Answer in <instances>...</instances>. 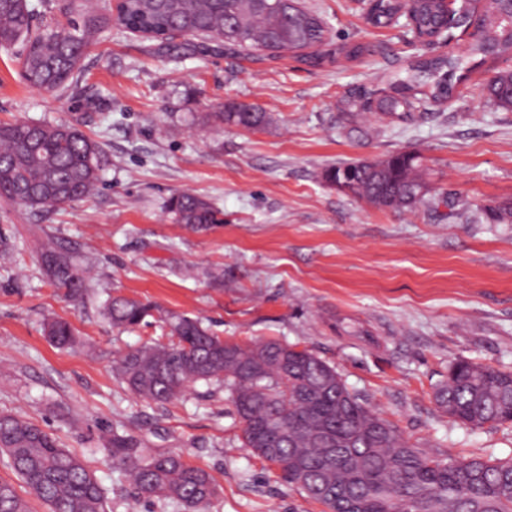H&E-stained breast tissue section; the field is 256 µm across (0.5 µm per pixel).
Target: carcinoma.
<instances>
[{
    "label": "carcinoma",
    "mask_w": 512,
    "mask_h": 512,
    "mask_svg": "<svg viewBox=\"0 0 512 512\" xmlns=\"http://www.w3.org/2000/svg\"><path fill=\"white\" fill-rule=\"evenodd\" d=\"M55 8L66 22L37 23L30 0H0V47L19 48L24 78L47 91L69 88L85 49L112 25L147 39L190 35L229 49L301 52L310 65L323 63L307 50L325 41L324 22L283 0L276 8L270 0H118L115 9L102 12L84 0H60ZM403 9L419 36L469 28L468 2L449 16L438 0H372L369 20L385 26ZM469 37L470 59L512 53V21L503 16L501 0H483ZM463 64L462 57L418 59L389 76L391 92L354 88L338 108L348 119L376 112L406 120L446 101L454 88L448 75ZM480 93L512 110V70L497 72ZM208 116L247 130L270 122L258 106L237 102ZM419 159L418 152L404 150L374 163H341L323 178L380 209L453 208L451 197L432 191L422 179ZM104 161L100 144L74 124L0 123L1 200L32 210L78 201L97 187ZM167 211L177 223L198 230L221 222L208 201L187 192L174 195ZM485 214L493 224L511 223L512 203L488 205ZM40 261L48 280L66 296L89 297V284L70 251L48 242ZM153 310L125 296H112L103 306L109 323L122 329L139 326ZM45 331L58 347L76 342L75 329L64 318L50 319ZM168 336L167 343H145L119 356L114 371L126 388L145 401L166 404L181 400L199 382L224 387L241 424V447L280 466L288 484L321 504L323 512H512V459L437 458L411 445L309 350L276 340L227 342L188 316L171 320ZM434 397L449 418L472 429L512 424V371L459 360L449 366ZM91 452L127 473L135 498L145 503L207 512L218 494L209 471L177 453L148 451L119 428L101 431ZM0 456L48 512H107L105 488L85 453L64 447L23 416L0 413ZM0 512H29L7 481H0Z\"/></svg>",
    "instance_id": "obj_1"
}]
</instances>
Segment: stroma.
<instances>
[{"instance_id":"1","label":"stroma","mask_w":512,"mask_h":512,"mask_svg":"<svg viewBox=\"0 0 512 512\" xmlns=\"http://www.w3.org/2000/svg\"><path fill=\"white\" fill-rule=\"evenodd\" d=\"M300 4L329 27L317 68L292 52L266 57L114 28L59 93L31 87L16 50L0 49V122H69L106 157L90 198L48 213L0 199V412H24L79 451L114 426L148 450L183 455L219 485L209 512L322 507L242 448L223 390L200 383L165 405L126 390L114 360L165 340L174 315L241 345L279 340L313 351L434 456L512 457V426H459L433 397L458 360L512 370V223L481 215L484 205L512 201V110L479 94L496 71L512 70V56L478 64L422 117L366 113L350 123L337 101L355 86H382L422 50L403 25L365 24L366 0ZM345 43L371 52L348 59L337 52ZM230 101L260 106L269 126L206 120ZM402 150L418 151L433 190L457 197V215L379 209L323 178L336 164ZM181 191L222 211L223 223H174L165 208ZM49 238L89 270L86 302L43 274ZM116 295L153 304V316L130 330L111 327L99 304ZM52 316L71 322L77 346L49 343L43 322ZM88 465L109 512H161L131 510L126 474L103 455Z\"/></svg>"}]
</instances>
